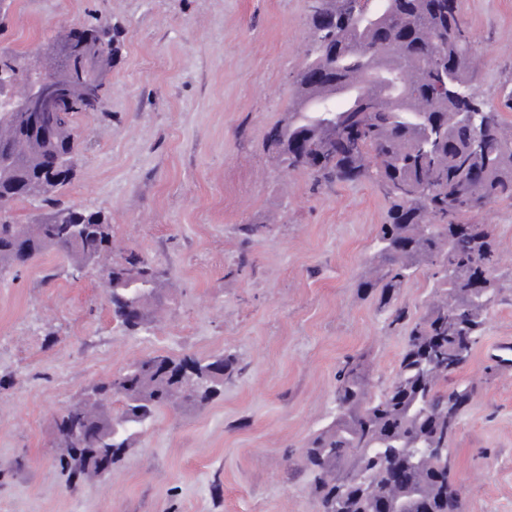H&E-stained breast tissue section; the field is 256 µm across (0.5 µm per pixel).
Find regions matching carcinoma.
<instances>
[{"instance_id": "obj_1", "label": "carcinoma", "mask_w": 512, "mask_h": 512, "mask_svg": "<svg viewBox=\"0 0 512 512\" xmlns=\"http://www.w3.org/2000/svg\"><path fill=\"white\" fill-rule=\"evenodd\" d=\"M338 8L329 0L308 12L311 40L307 61L294 78V94L287 116L279 124L281 141L271 145L277 166L302 171L317 184L367 180L375 184L389 202L387 217L375 237L373 268L362 282L380 291V306H388L396 292L414 278L421 267L434 269L435 284L423 314L409 323L408 339L399 371L391 385H415L419 392L406 401L391 399L389 389H372L361 359L347 358L338 375L332 422L316 433L298 458L308 478L320 512H368L365 497L353 489L336 502L335 466L362 448L386 460L389 449L411 447L446 448L460 412L473 399L472 383L448 388V375L472 356L482 336L488 312L498 303L502 285L494 282L480 300L473 297L463 280H448V266L466 270L475 263L493 269L500 255L489 231L479 224L461 229L467 215L492 201L512 200V128L500 113L474 99L473 109L488 120L481 152L469 149L454 113L468 104L472 89L471 42L459 15L458 0H374V10L341 31L330 46L321 42L325 17ZM390 47L399 54L386 53ZM453 67L456 83L448 91H437L434 80ZM376 72L380 85L365 83V75ZM367 95L380 99V111L366 117L358 106ZM102 101H90L79 84L66 112L45 114L42 127L55 132V140L38 143V135L19 129L22 118L12 114L0 121V147L9 148L27 165L16 173L20 180L37 181L46 176L38 168L37 156L53 144H74L73 118L81 112H100ZM434 134L428 152H415V142L425 126ZM433 182L436 193L430 205L415 202L404 191L413 184ZM28 196L9 193L0 203V276L26 266L45 252L54 250L72 265L91 250L112 249V225L100 238L69 236V208L58 206L36 224H18L11 219L17 203ZM134 298L118 289L110 307L115 319ZM470 336L471 345L459 355L444 342L437 354L420 358L417 351L427 336L448 335V324ZM176 366L190 364L192 383L187 389L171 390L145 377L147 393L158 391L154 411L176 405L198 407L220 395L223 385L212 379L211 360L174 359L166 355L132 363L144 369L155 359ZM153 415L140 418L131 413L121 430V442L130 444L135 430ZM451 459L444 461L442 481L434 480L433 467H417L415 487L432 499L434 512H462V498L450 478ZM366 479L377 494L404 498L406 493L391 486L382 465L371 468Z\"/></svg>"}]
</instances>
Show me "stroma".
<instances>
[{
  "label": "stroma",
  "mask_w": 512,
  "mask_h": 512,
  "mask_svg": "<svg viewBox=\"0 0 512 512\" xmlns=\"http://www.w3.org/2000/svg\"><path fill=\"white\" fill-rule=\"evenodd\" d=\"M474 88L512 123V0H458ZM308 0H12L0 53L33 56L67 25L109 23L119 50L104 111L76 115V165L53 203L100 212L113 263L139 251L169 280L150 330L112 318L98 272L49 251L0 278V512H318L297 458L332 419L340 363L395 376L406 327L361 282L388 202L366 180L313 185L267 147L310 39ZM505 257L470 360L448 377L477 395L449 442L463 512H512V201L475 218ZM265 231L251 237L246 225ZM250 265L238 270L240 255ZM422 270L393 307L419 317ZM237 358L204 407L159 410L118 467L68 480L55 420L88 387L151 355Z\"/></svg>",
  "instance_id": "stroma-1"
}]
</instances>
